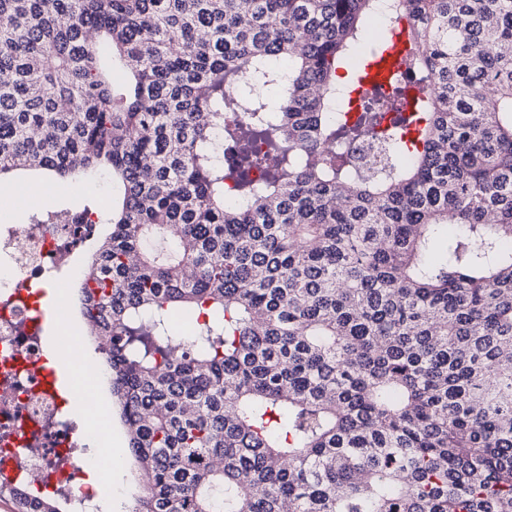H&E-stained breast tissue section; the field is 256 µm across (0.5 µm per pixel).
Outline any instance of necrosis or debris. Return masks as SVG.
<instances>
[{
	"instance_id": "4bbe7bcc",
	"label": "necrosis or debris",
	"mask_w": 512,
	"mask_h": 512,
	"mask_svg": "<svg viewBox=\"0 0 512 512\" xmlns=\"http://www.w3.org/2000/svg\"><path fill=\"white\" fill-rule=\"evenodd\" d=\"M94 224H0V472L41 488L54 478L75 512H97L93 493L78 488L84 469L99 465L91 450L104 430L80 425L46 383L44 343L30 322L34 301L17 293L57 277L73 278L76 258L97 235Z\"/></svg>"
}]
</instances>
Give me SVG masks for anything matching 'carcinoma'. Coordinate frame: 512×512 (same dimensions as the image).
<instances>
[{
    "label": "carcinoma",
    "instance_id": "cac0c4a2",
    "mask_svg": "<svg viewBox=\"0 0 512 512\" xmlns=\"http://www.w3.org/2000/svg\"><path fill=\"white\" fill-rule=\"evenodd\" d=\"M18 170L121 184L31 223L112 225L79 292L128 512H512V0H0ZM407 34L403 30L393 37L394 47L383 54V59L371 62L365 69L368 81H381L399 67L402 57L408 50ZM348 148L366 167H375L383 156V144L371 138L353 142Z\"/></svg>",
    "mask_w": 512,
    "mask_h": 512
}]
</instances>
